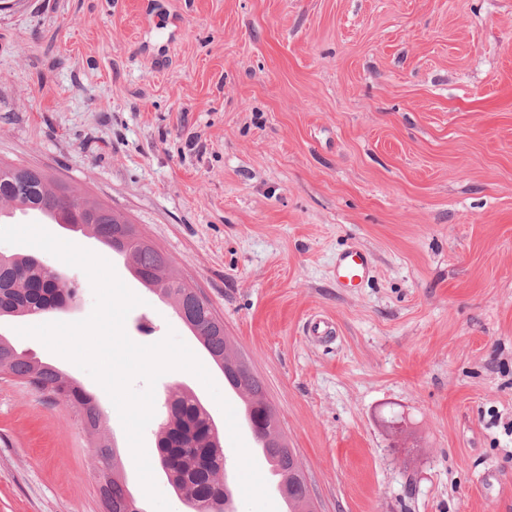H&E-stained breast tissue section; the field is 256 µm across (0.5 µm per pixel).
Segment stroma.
Masks as SVG:
<instances>
[{"label":"stroma","instance_id":"obj_1","mask_svg":"<svg viewBox=\"0 0 512 512\" xmlns=\"http://www.w3.org/2000/svg\"><path fill=\"white\" fill-rule=\"evenodd\" d=\"M126 216L224 320L263 381L317 512H512V0H17L0 10V161ZM142 300L125 331L187 344L174 309L95 238ZM360 243L373 279L338 288ZM62 271L90 315L85 272ZM335 328L310 336L314 318ZM94 395L140 512L117 410L86 371L0 327ZM154 388L148 458L164 401ZM0 512H103L79 414L0 377Z\"/></svg>","mask_w":512,"mask_h":512}]
</instances>
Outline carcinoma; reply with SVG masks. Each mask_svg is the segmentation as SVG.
<instances>
[{
  "label": "carcinoma",
  "mask_w": 512,
  "mask_h": 512,
  "mask_svg": "<svg viewBox=\"0 0 512 512\" xmlns=\"http://www.w3.org/2000/svg\"><path fill=\"white\" fill-rule=\"evenodd\" d=\"M23 167L0 162V204L14 211L57 210L72 217L79 232L98 239L113 253L130 262L134 277L175 309L211 361L224 370L249 413V426L257 443L273 463L278 487L288 501V512H314V502L295 451L280 432L278 413L266 397L263 382L236 357L224 334V321L209 300L198 299L168 258L129 221L107 205L78 195L48 174L22 173ZM76 297V289L63 276L55 278L37 266L36 257L12 254L0 259V320L55 312ZM0 372L71 405L81 415L88 433L98 437L95 460L99 492L105 512H140L121 475L120 460L111 444L100 437L104 427L95 398L54 366L28 359L0 335ZM158 461L194 512H215L216 502H231L219 479L224 450L219 430L188 391L172 395L157 440Z\"/></svg>",
  "instance_id": "carcinoma-1"
}]
</instances>
